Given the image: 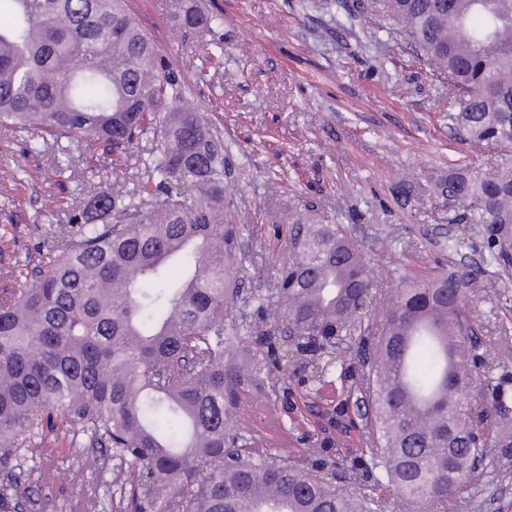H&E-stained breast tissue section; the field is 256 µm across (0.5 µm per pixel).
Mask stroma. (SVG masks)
Masks as SVG:
<instances>
[{"label": "stroma", "instance_id": "stroma-1", "mask_svg": "<svg viewBox=\"0 0 512 512\" xmlns=\"http://www.w3.org/2000/svg\"><path fill=\"white\" fill-rule=\"evenodd\" d=\"M224 12V60L196 101L209 108L246 173L232 182L248 226L245 288L272 287L275 264L289 256L286 225L270 213L317 199L360 244L380 288L393 291L398 272L422 274L448 257V238H470L472 225L448 223V203L432 198L429 174L456 162L494 171L502 152L454 140L439 107L440 90L404 42L368 47L326 33L328 15L302 12L299 0H191ZM143 29L195 83L204 61L172 38L168 0H132ZM17 134L0 129V274L24 260L51 230L44 204L59 192L49 156L24 158ZM30 175L12 178L17 168ZM420 181L415 201L400 207L394 186ZM488 280L476 302L484 329L512 366V322ZM71 435L58 430L35 443L24 465L44 512H61L74 490L67 467ZM458 512H512V475L499 477Z\"/></svg>", "mask_w": 512, "mask_h": 512}]
</instances>
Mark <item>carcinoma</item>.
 I'll return each mask as SVG.
<instances>
[{"instance_id": "1", "label": "carcinoma", "mask_w": 512, "mask_h": 512, "mask_svg": "<svg viewBox=\"0 0 512 512\" xmlns=\"http://www.w3.org/2000/svg\"><path fill=\"white\" fill-rule=\"evenodd\" d=\"M364 45L404 40L447 91L448 128L467 145L512 149V0H302ZM173 30L206 63L224 58V13L170 0ZM27 155L51 152L59 186L71 144L112 158L115 183L65 212L35 263L0 287V512L33 509L19 461L51 414L120 459L110 483L125 512H406L448 507L485 478L512 473V369L478 327L487 278L512 291V162L429 177L454 201L459 259L399 276L377 312L372 269L347 228L309 201L288 224L290 257L274 294L250 291L249 321L227 332L247 258L231 145L192 103L181 71L144 32L130 0H0V127ZM143 144L133 172L129 148ZM466 249L477 255L470 259ZM275 370L285 404L340 386L336 426L288 427L287 457L240 433L230 412ZM355 401H350V397ZM355 407V414L349 408ZM361 420L349 459L340 432ZM497 453L488 456L487 449Z\"/></svg>"}]
</instances>
